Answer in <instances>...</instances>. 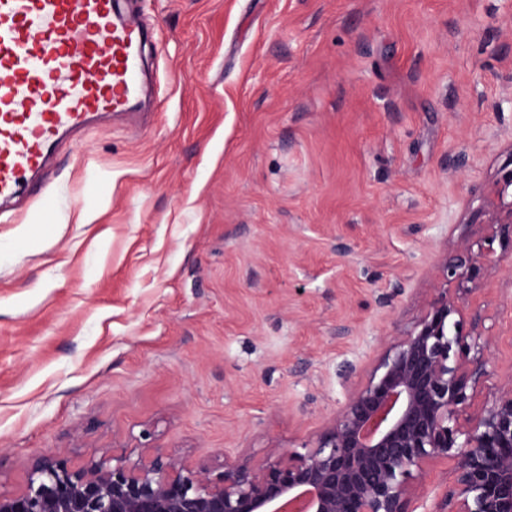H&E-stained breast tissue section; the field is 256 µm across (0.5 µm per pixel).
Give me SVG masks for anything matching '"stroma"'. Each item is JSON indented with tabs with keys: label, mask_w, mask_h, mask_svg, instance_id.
I'll return each mask as SVG.
<instances>
[{
	"label": "stroma",
	"mask_w": 512,
	"mask_h": 512,
	"mask_svg": "<svg viewBox=\"0 0 512 512\" xmlns=\"http://www.w3.org/2000/svg\"><path fill=\"white\" fill-rule=\"evenodd\" d=\"M132 7L140 117L87 126L0 214L5 490L58 455L216 476L314 438L484 236L468 203L512 159V0ZM493 247L470 312L504 371L512 238Z\"/></svg>",
	"instance_id": "stroma-1"
}]
</instances>
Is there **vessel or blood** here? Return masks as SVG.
Returning <instances> with one entry per match:
<instances>
[{
  "label": "vessel or blood",
  "instance_id": "b4317fda",
  "mask_svg": "<svg viewBox=\"0 0 512 512\" xmlns=\"http://www.w3.org/2000/svg\"><path fill=\"white\" fill-rule=\"evenodd\" d=\"M148 32L120 0H0V204L90 121L139 98Z\"/></svg>",
  "mask_w": 512,
  "mask_h": 512
}]
</instances>
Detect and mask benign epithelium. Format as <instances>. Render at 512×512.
<instances>
[{"label":"benign epithelium","instance_id":"obj_1","mask_svg":"<svg viewBox=\"0 0 512 512\" xmlns=\"http://www.w3.org/2000/svg\"><path fill=\"white\" fill-rule=\"evenodd\" d=\"M510 187L512 168L475 198L491 233L457 239L440 262L455 293L427 305L315 438L272 446L260 464L226 463L217 477L160 448L147 463L103 456L76 468L55 457L24 489H0V512H409L426 468L444 460L454 466L441 512H512V371L488 368V330L453 319L499 261L492 244L512 230Z\"/></svg>","mask_w":512,"mask_h":512}]
</instances>
